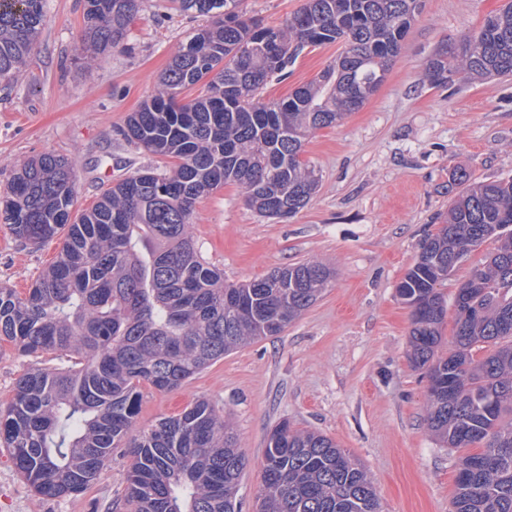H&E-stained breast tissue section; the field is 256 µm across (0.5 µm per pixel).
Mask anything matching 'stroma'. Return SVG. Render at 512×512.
<instances>
[{
    "label": "stroma",
    "mask_w": 512,
    "mask_h": 512,
    "mask_svg": "<svg viewBox=\"0 0 512 512\" xmlns=\"http://www.w3.org/2000/svg\"><path fill=\"white\" fill-rule=\"evenodd\" d=\"M507 2L423 0L384 84L306 141L303 158L319 186L295 216L259 217L232 184L198 200L192 236L225 283L309 260L335 272L325 294L281 334L225 354L180 387L143 391L138 428L201 398L230 420L248 460L236 494L241 512L256 510L266 436L284 420L327 435L362 461L382 512H454L460 453L427 428L428 381L410 361L411 313L396 286L448 213L450 172L465 171L474 182L512 177V77L463 72L437 87L425 75L440 46L479 29ZM44 10L29 65L0 83V192L16 165L52 152L74 164L80 212L116 180L157 166L118 130L206 19L180 12L172 0H143L127 49L83 61L84 0H46ZM341 50L338 43L305 49L286 79L267 83L263 98L288 97ZM58 247L55 239L21 243L0 220V287L25 294ZM130 462L127 448L113 449L81 493L46 499L0 445V512H132L125 500Z\"/></svg>",
    "instance_id": "1"
}]
</instances>
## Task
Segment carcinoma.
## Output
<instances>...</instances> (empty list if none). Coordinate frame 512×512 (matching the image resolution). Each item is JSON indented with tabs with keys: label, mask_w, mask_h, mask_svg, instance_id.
Wrapping results in <instances>:
<instances>
[{
	"label": "carcinoma",
	"mask_w": 512,
	"mask_h": 512,
	"mask_svg": "<svg viewBox=\"0 0 512 512\" xmlns=\"http://www.w3.org/2000/svg\"><path fill=\"white\" fill-rule=\"evenodd\" d=\"M209 18L173 56L150 100L119 134L167 160L169 170L122 178L74 215L75 172L44 153L10 175L0 216L19 240L62 236L55 260L27 295L0 288V341L23 357L52 353L66 368L35 365L0 405V443L39 496L81 492L112 449H132L126 499L134 512H239L247 466L224 416L205 399L152 428L136 427L142 389L181 386L230 351L279 335L322 295L332 273L317 261L225 284L190 235L196 202L226 183L267 219L303 209L318 186L303 147L386 79L421 0H304L269 27L242 0H173ZM141 0H85L80 52L125 45ZM45 22L44 0H0V82L26 63ZM341 42L317 79L288 97L260 90L285 77L306 48ZM512 76V2L428 61L434 85L456 73ZM200 85L197 97L184 90ZM454 171L448 192L466 185ZM512 177L456 193L448 219L422 243L397 286L411 311V360L428 380L427 427L463 451L456 512H512ZM497 243L460 289L455 332L443 350L441 288L459 262ZM480 361L467 356L472 346ZM259 512H381L365 466L336 442L284 421L267 436Z\"/></svg>",
	"instance_id": "carcinoma-1"
}]
</instances>
